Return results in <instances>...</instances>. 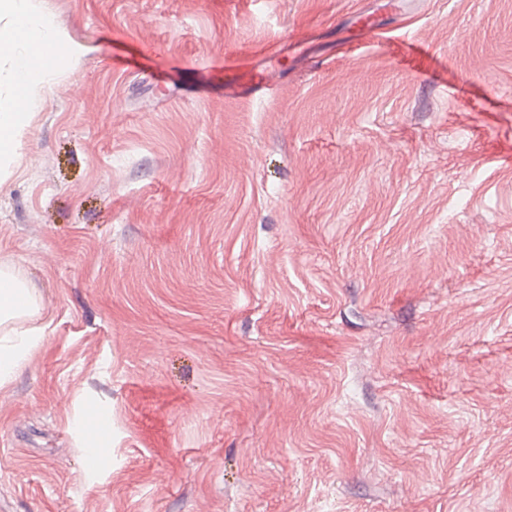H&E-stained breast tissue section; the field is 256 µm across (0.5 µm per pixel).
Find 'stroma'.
Segmentation results:
<instances>
[{
	"label": "stroma",
	"mask_w": 512,
	"mask_h": 512,
	"mask_svg": "<svg viewBox=\"0 0 512 512\" xmlns=\"http://www.w3.org/2000/svg\"><path fill=\"white\" fill-rule=\"evenodd\" d=\"M400 4L41 0L0 512H512V0Z\"/></svg>",
	"instance_id": "1"
}]
</instances>
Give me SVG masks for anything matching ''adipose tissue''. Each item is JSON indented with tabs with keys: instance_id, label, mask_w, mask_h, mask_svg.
<instances>
[{
	"instance_id": "ef3b65f1",
	"label": "adipose tissue",
	"mask_w": 512,
	"mask_h": 512,
	"mask_svg": "<svg viewBox=\"0 0 512 512\" xmlns=\"http://www.w3.org/2000/svg\"><path fill=\"white\" fill-rule=\"evenodd\" d=\"M39 0H0V64L8 67L14 103L0 105V164L19 161L18 137L31 110L38 108L42 90L54 79L62 53H75ZM39 301L20 273L0 270V387L9 383L44 338L25 328Z\"/></svg>"
}]
</instances>
